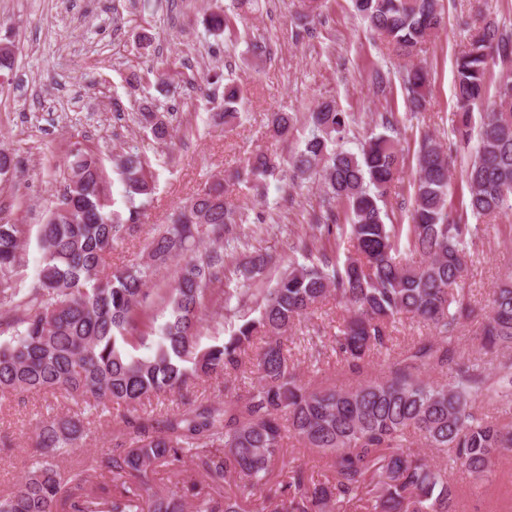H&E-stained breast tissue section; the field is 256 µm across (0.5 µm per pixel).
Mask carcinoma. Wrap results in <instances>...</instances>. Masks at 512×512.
Masks as SVG:
<instances>
[{
    "instance_id": "carcinoma-1",
    "label": "carcinoma",
    "mask_w": 512,
    "mask_h": 512,
    "mask_svg": "<svg viewBox=\"0 0 512 512\" xmlns=\"http://www.w3.org/2000/svg\"><path fill=\"white\" fill-rule=\"evenodd\" d=\"M354 11L400 57L416 55L442 26L439 0H352ZM258 0H234L230 13L204 18L215 31L236 37L238 16ZM512 57V27L484 17L470 28L455 59V98L460 109L456 139L443 147L424 133L415 140L411 223L394 224L380 202L405 165L388 132L394 113L381 116L385 132L360 142L358 152L340 142L350 116L331 102L311 112L303 148L287 164L292 179L320 178L324 193L310 233L293 251L309 260L279 268L270 253L243 255L238 280L251 285L276 270L274 285L259 294L258 316L244 319L220 344L199 347L201 309L210 285L224 277V252L195 253L246 221L229 207L221 182L180 206L173 222L152 238L147 259L115 272L105 254L122 233L137 226L155 190L152 166L134 148L116 162L127 217L112 209V178L101 159L76 147L67 155L69 182L58 207L36 232L41 258L30 288L18 287L21 253L29 238L25 224H0V400L8 395L51 393L85 404L83 410L40 422L35 452L24 480L0 495V512H244L238 496L224 490L233 478L258 496L253 512H345L361 492L371 512H453L455 487L448 470L459 469L479 484L492 462L512 453V425H502L480 405L512 413V361L490 368L458 362L454 347L464 322L481 318L476 331L484 355L512 350V274L493 290L488 310L479 313L466 293L468 266L479 255L489 222L512 213V72L489 92L493 58ZM406 101L425 108L429 72L412 65L399 72ZM239 86L224 83V107L214 113L224 126L237 118ZM160 143L172 138L170 118L147 105L141 112ZM296 114L274 112L271 132L286 138ZM471 160L461 174L466 189L460 208L450 197L452 154ZM282 162L264 152L252 155L246 175L262 185ZM475 223H468V219ZM352 251L340 258L341 244ZM183 258L176 285L153 289L157 271ZM334 298L345 308L336 333L310 337V350H332L353 371L391 355L395 323L409 314L433 339L418 343L396 360L389 374L351 388L312 389L301 382L285 343L301 317ZM168 311L149 353L130 348L150 332L140 320L155 304ZM256 382L247 395L217 408L187 403L159 420L142 410L146 402L186 391L213 376L237 372L254 337ZM445 368L444 383L420 378L426 369ZM118 405L127 410L126 438L115 443L94 468L77 467L62 479L57 459L82 447L90 431L87 413ZM333 459L336 476L317 480L307 468L289 471L288 481L271 483L284 432ZM446 454L443 466L414 443ZM190 460L200 484L167 493L153 490L156 465ZM98 480L97 491L84 487Z\"/></svg>"
}]
</instances>
